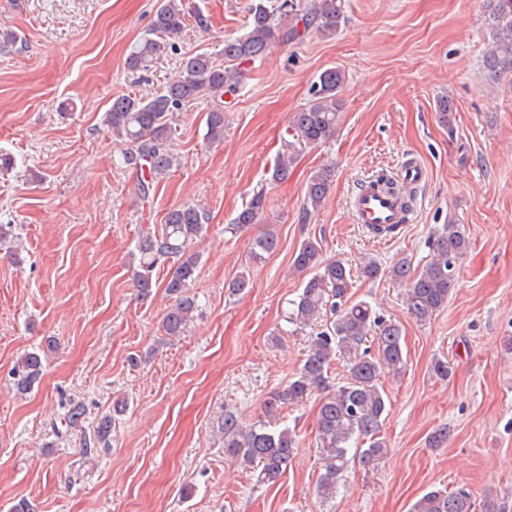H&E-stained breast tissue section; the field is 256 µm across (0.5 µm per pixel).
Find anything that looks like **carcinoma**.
<instances>
[{
	"mask_svg": "<svg viewBox=\"0 0 512 512\" xmlns=\"http://www.w3.org/2000/svg\"><path fill=\"white\" fill-rule=\"evenodd\" d=\"M488 21L493 42L486 54L484 68L489 79L497 83L512 75V0H488ZM292 0H253L248 10L247 32L224 39V63L218 64L206 53L183 57L179 71L162 89L141 97L117 96L105 114V125L116 142L122 145L123 163L143 172L138 186L142 198H149L159 179L177 161L172 152L171 120L186 103L207 94L216 106L207 113L206 138L219 142L224 138V95L239 86L238 66L263 56L276 32L288 40L298 39L302 32L335 35L346 23L343 0H308L303 13H296ZM185 0H162L147 32L140 38L127 59L128 67L139 69L168 50L175 49L172 38L183 29ZM290 16L285 30L278 19ZM346 82L345 73L336 68L322 71L311 90L309 104L294 112L289 119L288 152L278 156L270 182L288 179L294 163L296 146H317L336 132L339 106L336 97ZM334 169L317 170L307 183L306 207L314 210L323 202L332 183ZM264 205V193L253 195L249 204L236 217V226L256 222ZM209 218L194 205L171 209L159 229L140 231L133 258L138 261L135 280L144 293L153 287L154 270L170 263L165 280L166 293L175 298L163 320L168 336H181L196 310L195 296L190 288L195 281L200 254L194 244L203 237ZM279 240L272 233L255 238L251 255L263 259L278 250ZM469 241L460 225L448 224L432 242L431 259L413 275L408 263L402 261L382 270L374 261L361 265V275L376 279L385 275L406 288L409 313L424 322L448 307V300L458 282V263L466 254ZM292 267L303 274L302 291L291 301L289 320L303 327L321 318L328 310L334 319L311 338L303 365L297 375L266 404L267 413L279 405L294 403L314 389L329 388L331 363L339 358L350 361L348 382L336 387L320 403L317 416V439L324 460V472L317 481V494L325 501L336 497L339 481L348 468L350 452L357 437L370 440L359 452L358 459L367 465L382 452L378 432L388 409L376 381L387 370H399L403 364L402 332L398 324L375 314L366 302L347 304L345 298L354 287L351 269L341 260H325L318 241H303ZM377 343L376 352L364 347L368 335ZM42 358L27 352L12 369L17 387L25 391L38 379ZM224 456L244 465L260 467L259 481L276 482L287 470L298 447L296 434L287 427L269 430L264 425L243 426L238 416L224 413ZM96 440L107 450L112 442V418H104L96 427ZM472 494L460 488L455 491L431 490L420 497L411 512H474Z\"/></svg>",
	"mask_w": 512,
	"mask_h": 512,
	"instance_id": "obj_1",
	"label": "carcinoma"
}]
</instances>
